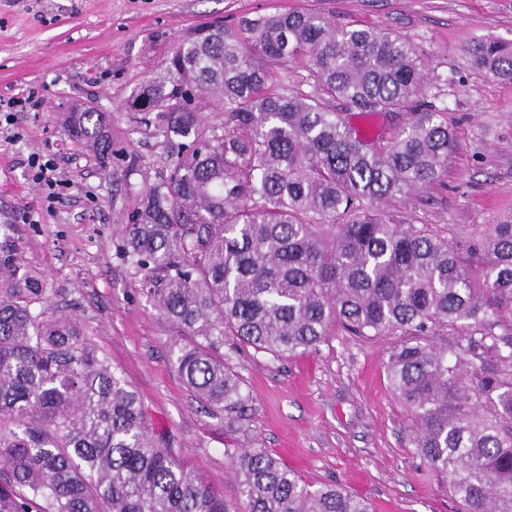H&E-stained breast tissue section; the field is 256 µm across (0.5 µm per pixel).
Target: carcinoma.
Returning a JSON list of instances; mask_svg holds the SVG:
<instances>
[{"instance_id": "cac0c4a2", "label": "carcinoma", "mask_w": 512, "mask_h": 512, "mask_svg": "<svg viewBox=\"0 0 512 512\" xmlns=\"http://www.w3.org/2000/svg\"><path fill=\"white\" fill-rule=\"evenodd\" d=\"M467 52L512 82L511 42ZM292 64L312 93L275 84ZM427 70L408 37L314 11L179 38L126 103L183 142L169 174L143 188L119 255L183 332L171 349L180 377L231 421L249 395L224 365L226 336L277 357L337 334L404 337L385 369L414 447L448 478L458 512H512V215L477 226L461 250L383 207L447 172L454 137L428 102ZM207 98L224 104L220 136L200 130ZM353 110L408 118L369 138ZM111 124L91 108L62 120L103 161ZM54 295L3 251L0 512H372L263 448L232 454L233 496L214 492Z\"/></svg>"}]
</instances>
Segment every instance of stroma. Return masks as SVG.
<instances>
[{"instance_id": "1", "label": "stroma", "mask_w": 512, "mask_h": 512, "mask_svg": "<svg viewBox=\"0 0 512 512\" xmlns=\"http://www.w3.org/2000/svg\"><path fill=\"white\" fill-rule=\"evenodd\" d=\"M321 11L358 28L409 37L430 65L434 102L456 138L444 185L386 202L419 224L475 228L512 214V83L472 66L469 43L512 41V0H0V98L37 92L44 105L0 126V246L47 279L84 335L140 395L180 461L231 494L229 457L262 448L312 486L336 483L374 512H456L447 478L411 441L412 416L389 386L393 336H336L318 350L277 358L225 339L226 365L250 395L228 421L184 384L171 361L180 330L138 292L119 257L139 192L178 152L124 104L173 47L209 22L259 13ZM112 115V158L84 153L61 113ZM53 156L66 185L45 202L31 154Z\"/></svg>"}]
</instances>
